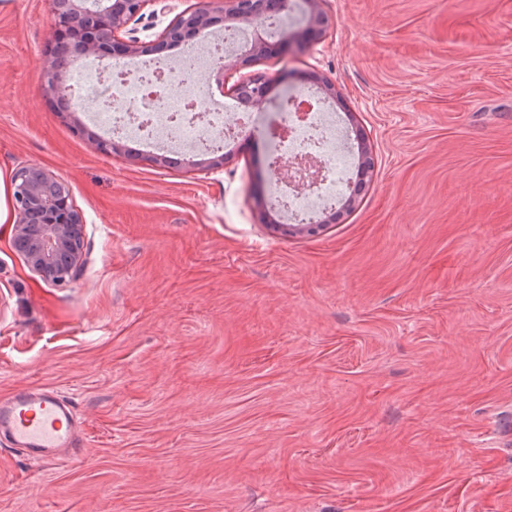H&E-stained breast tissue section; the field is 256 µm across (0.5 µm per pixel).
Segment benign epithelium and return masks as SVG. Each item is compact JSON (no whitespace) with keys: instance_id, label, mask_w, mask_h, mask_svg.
Instances as JSON below:
<instances>
[{"instance_id":"1","label":"benign epithelium","mask_w":512,"mask_h":512,"mask_svg":"<svg viewBox=\"0 0 512 512\" xmlns=\"http://www.w3.org/2000/svg\"><path fill=\"white\" fill-rule=\"evenodd\" d=\"M55 27L71 35L70 46L90 58L111 57L125 60L147 53L151 45L135 36L119 37L128 26L139 20L143 11L157 0H48ZM310 30L327 23L323 0H304ZM263 10L257 0H224V11L217 13L198 6L178 14L162 32L161 43H186L204 28L229 24L243 19H257ZM268 43L255 38L244 45V56L228 59L224 69L212 77L222 84L224 72L236 71L248 59L265 55ZM272 80L259 79L251 85L240 81L235 89L247 87L245 104L261 108L268 101ZM13 207L16 213L12 246L25 258L28 268L42 280L63 284L75 278L85 264V227L81 213L75 208L56 218L55 202L67 194L66 183L55 173L37 165L18 169L12 178Z\"/></svg>"}]
</instances>
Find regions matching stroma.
Returning a JSON list of instances; mask_svg holds the SVG:
<instances>
[{"instance_id":"35a3bbf8","label":"stroma","mask_w":512,"mask_h":512,"mask_svg":"<svg viewBox=\"0 0 512 512\" xmlns=\"http://www.w3.org/2000/svg\"><path fill=\"white\" fill-rule=\"evenodd\" d=\"M136 25L157 40L183 10ZM299 51L255 73L271 101L338 92L373 161L314 237L267 227L273 141L223 167L95 150L43 65L47 0H0V209L25 165L85 220L70 283L0 224V397L72 398L82 459L0 443V512H512V0H325Z\"/></svg>"}]
</instances>
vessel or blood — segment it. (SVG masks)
<instances>
[{"label":"vessel or blood","instance_id":"1","mask_svg":"<svg viewBox=\"0 0 512 512\" xmlns=\"http://www.w3.org/2000/svg\"><path fill=\"white\" fill-rule=\"evenodd\" d=\"M76 410L52 387H26L0 398V441L31 460L52 464L78 458Z\"/></svg>","mask_w":512,"mask_h":512}]
</instances>
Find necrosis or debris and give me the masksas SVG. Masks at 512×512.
<instances>
[{
	"label": "necrosis or debris",
	"instance_id": "obj_1",
	"mask_svg": "<svg viewBox=\"0 0 512 512\" xmlns=\"http://www.w3.org/2000/svg\"><path fill=\"white\" fill-rule=\"evenodd\" d=\"M239 39L236 32L207 38L185 50L174 65L116 62L108 78L101 76L97 63L88 62L69 84V97L86 104L97 128L135 140L151 152L217 149L242 131H264L277 146L272 160L275 203L289 223H312L318 211L335 204L347 181L351 140L337 115L308 91L298 92L273 117L207 97L201 79L235 51ZM303 103L310 110L300 121L295 108Z\"/></svg>",
	"mask_w": 512,
	"mask_h": 512
}]
</instances>
